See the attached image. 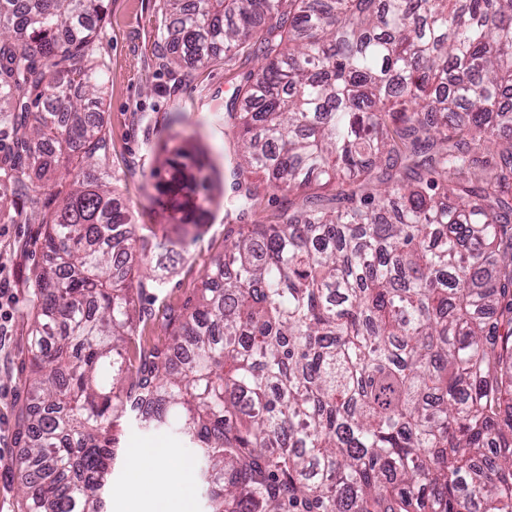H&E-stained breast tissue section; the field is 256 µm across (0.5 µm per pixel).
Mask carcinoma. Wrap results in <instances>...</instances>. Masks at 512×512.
Returning a JSON list of instances; mask_svg holds the SVG:
<instances>
[{"mask_svg": "<svg viewBox=\"0 0 512 512\" xmlns=\"http://www.w3.org/2000/svg\"><path fill=\"white\" fill-rule=\"evenodd\" d=\"M106 9L0 0V215L74 173L30 280L25 512H104L129 416L195 448L208 512H512V0H164L163 66L263 64L224 166L199 123L158 147L179 241L225 177L239 225L136 364L180 253L96 166ZM257 171L290 197L274 224L248 221Z\"/></svg>", "mask_w": 512, "mask_h": 512, "instance_id": "cac0c4a2", "label": "carcinoma"}]
</instances>
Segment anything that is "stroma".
Wrapping results in <instances>:
<instances>
[{
    "label": "stroma",
    "mask_w": 512,
    "mask_h": 512,
    "mask_svg": "<svg viewBox=\"0 0 512 512\" xmlns=\"http://www.w3.org/2000/svg\"><path fill=\"white\" fill-rule=\"evenodd\" d=\"M160 0H110L102 24L100 52L109 76L107 84V152L100 164L110 171L112 186L131 211L135 224L151 223L150 211L159 193L152 174V148L175 112L190 122L208 124V140L214 154L224 152V124L220 117L236 95L245 74L260 64L250 49H242L233 60L216 56L208 65L185 70L183 78L159 67L155 47L162 41ZM235 198L225 197L198 239L181 253L175 275L158 291H148L142 307L141 344L129 347L130 358L140 349H164L170 339L167 326L173 311L182 308L201 284L211 261L224 250L228 229L224 213L235 210ZM38 222L12 224L0 218V262L10 269L14 293L8 336L0 345V512H20L18 507L15 423L26 399L25 379L29 373L28 333L33 297L24 283L45 258L37 243ZM121 458L108 491L106 512H113L118 491L130 482L137 467V456L150 448H169L180 459H189L193 450L171 431H142L123 426L120 435Z\"/></svg>",
    "instance_id": "obj_1"
}]
</instances>
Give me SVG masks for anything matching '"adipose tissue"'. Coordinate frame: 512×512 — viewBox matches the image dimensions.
I'll return each instance as SVG.
<instances>
[{
  "label": "adipose tissue",
  "mask_w": 512,
  "mask_h": 512,
  "mask_svg": "<svg viewBox=\"0 0 512 512\" xmlns=\"http://www.w3.org/2000/svg\"><path fill=\"white\" fill-rule=\"evenodd\" d=\"M191 476L178 456L168 449H150L142 453L140 469L115 499L117 512H135L147 496H158L160 490L185 497Z\"/></svg>",
  "instance_id": "ef3b65f1"
}]
</instances>
